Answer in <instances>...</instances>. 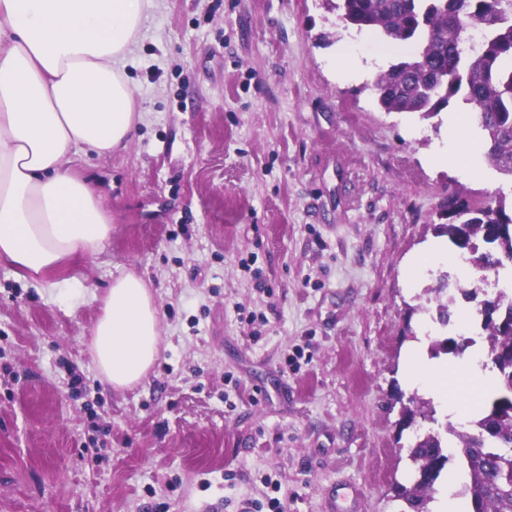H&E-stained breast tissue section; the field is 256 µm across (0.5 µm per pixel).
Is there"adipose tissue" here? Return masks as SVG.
Wrapping results in <instances>:
<instances>
[{
	"instance_id": "ef3b65f1",
	"label": "adipose tissue",
	"mask_w": 512,
	"mask_h": 512,
	"mask_svg": "<svg viewBox=\"0 0 512 512\" xmlns=\"http://www.w3.org/2000/svg\"><path fill=\"white\" fill-rule=\"evenodd\" d=\"M153 2L0 0V260L38 275L102 251L111 218L76 165L134 136L126 61ZM89 347L115 389L155 363L159 314L141 276L112 282Z\"/></svg>"
}]
</instances>
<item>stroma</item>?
<instances>
[{"label":"stroma","mask_w":512,"mask_h":512,"mask_svg":"<svg viewBox=\"0 0 512 512\" xmlns=\"http://www.w3.org/2000/svg\"><path fill=\"white\" fill-rule=\"evenodd\" d=\"M410 44L344 28L323 0H156L127 65V148L80 167L112 218L103 253L33 280L0 261V512H402L397 394L446 261L448 191L512 185L451 124L378 109L374 68ZM133 271L159 311L147 376L104 384L89 330Z\"/></svg>","instance_id":"35a3bbf8"}]
</instances>
